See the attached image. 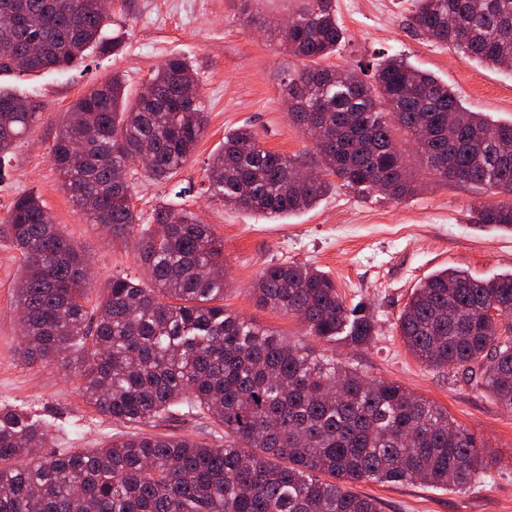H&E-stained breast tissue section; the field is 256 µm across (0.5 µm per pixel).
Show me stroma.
I'll list each match as a JSON object with an SVG mask.
<instances>
[{
	"instance_id": "1",
	"label": "stroma",
	"mask_w": 512,
	"mask_h": 512,
	"mask_svg": "<svg viewBox=\"0 0 512 512\" xmlns=\"http://www.w3.org/2000/svg\"><path fill=\"white\" fill-rule=\"evenodd\" d=\"M334 2L346 43L328 58V65L355 68L383 54L402 56L447 82L471 111L501 123L512 121V73L416 36L406 25L413 0ZM299 6V0H254L259 22L248 27L240 0H111L105 34L120 39L119 54L93 49L67 71L0 73V86L27 96L41 114L0 173V407L47 424L49 454L97 448L136 432V425L103 415L86 402L79 374L81 351L67 353L65 369L24 360L15 298L23 258L3 220L19 195L40 196L96 278L88 307L105 299L112 275L145 279L136 247L138 232L115 238L91 223L62 188L50 153L69 106L87 88L118 71L129 95H136L164 60L181 55L196 73L206 132L170 181H150L138 168L127 172L132 204L142 223L152 224L163 206L195 212L224 245L226 309L289 343L353 366L366 378L397 382L447 408L490 456L487 469L465 491L418 483H356L358 492L379 500L381 512H512V410L503 408L476 380L426 367L408 350L398 329L399 315L415 288L438 270H462L484 280L512 273V232L475 225L470 216L473 203L499 204L506 202V195L440 180L416 156L411 165L425 187L406 199L360 195L338 185L313 209L266 219L225 207L207 191L206 167L222 147L225 132L239 126L253 129L267 149L304 165L316 160L311 140L288 119L281 85L284 72L298 61L283 50L278 35L260 25L264 19H287ZM281 263L325 272L346 305H364L376 321L372 343L327 344L309 336L296 318L258 306L253 284L266 267ZM147 430L215 445L224 442L223 428L202 415L177 412Z\"/></svg>"
}]
</instances>
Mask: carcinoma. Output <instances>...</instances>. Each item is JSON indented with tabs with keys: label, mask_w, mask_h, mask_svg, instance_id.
Returning <instances> with one entry per match:
<instances>
[{
	"label": "carcinoma",
	"mask_w": 512,
	"mask_h": 512,
	"mask_svg": "<svg viewBox=\"0 0 512 512\" xmlns=\"http://www.w3.org/2000/svg\"><path fill=\"white\" fill-rule=\"evenodd\" d=\"M98 0H0V71L36 43L25 71L68 70L107 42ZM407 25L492 67L512 63V0H414ZM283 46L302 66L284 74L288 119L317 120L319 175L262 146L248 127L224 135L209 163L211 195L266 218L313 208L334 176L358 192L395 199L417 182L394 132L404 131L435 176L512 196V123L472 112L448 84L407 59L387 56L365 70L319 61L345 43L334 0H303ZM191 63L167 58L129 99L117 72L70 107L52 161L71 200L92 223L123 237L140 223L118 169L150 154L144 174L167 181L206 131ZM40 119L27 99L0 91V164ZM475 224L512 229V204H477ZM141 227L137 249L149 285L122 275L93 311L86 260L59 232L40 197H17L7 233L24 257L15 288L21 351L51 363L83 352V395L99 412L131 424L177 409L206 413L224 428L213 446L168 434L133 433L100 448L45 456L47 427L0 408V512H380L350 490L359 481L424 483L461 489L486 467L474 435L448 410L386 380L321 360L224 309L223 251L189 210L163 207ZM259 304L300 318L325 342L365 346L375 321L347 307L324 272L295 263L264 269L253 285ZM498 311L502 333H487L483 308ZM412 354L432 368L480 370L484 386L512 410V275L478 280L442 269L418 286L398 318ZM26 459L22 467L10 462Z\"/></svg>",
	"instance_id": "cac0c4a2"
}]
</instances>
